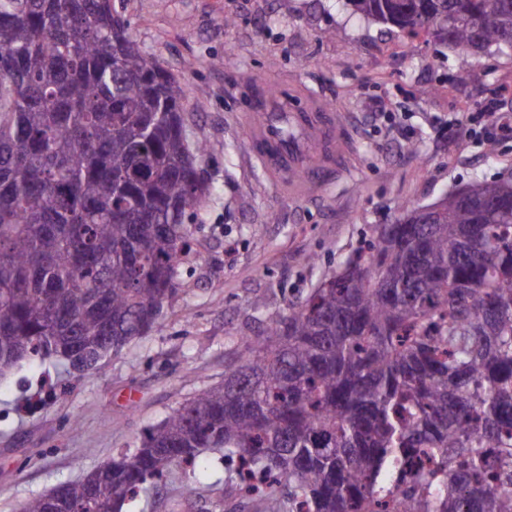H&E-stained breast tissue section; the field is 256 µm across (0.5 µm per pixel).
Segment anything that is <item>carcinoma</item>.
I'll use <instances>...</instances> for the list:
<instances>
[{"label":"carcinoma","mask_w":512,"mask_h":512,"mask_svg":"<svg viewBox=\"0 0 512 512\" xmlns=\"http://www.w3.org/2000/svg\"><path fill=\"white\" fill-rule=\"evenodd\" d=\"M348 3L458 51L461 80L512 48V0ZM183 103L112 0H0L1 359L158 329L209 193ZM398 211L223 383L20 512H122L210 448L238 461L224 496L260 512H512V179Z\"/></svg>","instance_id":"1"}]
</instances>
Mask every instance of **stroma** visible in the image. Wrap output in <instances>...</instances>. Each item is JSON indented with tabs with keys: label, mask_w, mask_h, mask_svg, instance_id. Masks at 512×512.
<instances>
[{
	"label": "stroma",
	"mask_w": 512,
	"mask_h": 512,
	"mask_svg": "<svg viewBox=\"0 0 512 512\" xmlns=\"http://www.w3.org/2000/svg\"><path fill=\"white\" fill-rule=\"evenodd\" d=\"M142 50L182 83L185 118L208 150L210 192L192 222L176 302L160 326L79 374L25 361L0 378V512L81 479L210 386L240 340L366 247L402 203L427 205L476 180L512 174V137L471 134L448 144L449 91L472 112L512 113V51L489 50L457 80V55L431 37L366 25L347 0H113ZM345 113L348 171L307 201L284 200L245 136L261 98L293 84ZM388 105L406 132L391 141L367 114ZM221 453L195 463L193 490L175 468L125 512H256L224 495Z\"/></svg>",
	"instance_id": "stroma-1"
}]
</instances>
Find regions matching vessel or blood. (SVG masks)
I'll return each instance as SVG.
<instances>
[{
	"label": "vessel or blood",
	"mask_w": 512,
	"mask_h": 512,
	"mask_svg": "<svg viewBox=\"0 0 512 512\" xmlns=\"http://www.w3.org/2000/svg\"><path fill=\"white\" fill-rule=\"evenodd\" d=\"M250 150L278 192L302 201L348 169L352 154L342 113L318 95L299 106L267 96L246 123Z\"/></svg>",
	"instance_id": "b4317fda"
}]
</instances>
